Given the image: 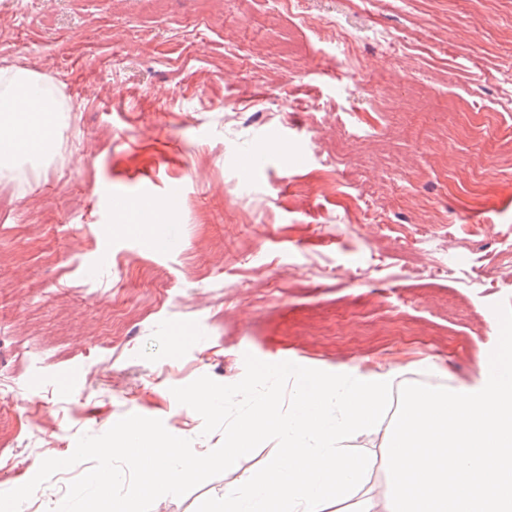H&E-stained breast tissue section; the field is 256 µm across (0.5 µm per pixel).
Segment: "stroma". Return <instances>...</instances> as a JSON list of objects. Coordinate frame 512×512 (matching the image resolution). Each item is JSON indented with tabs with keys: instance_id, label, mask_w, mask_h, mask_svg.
I'll list each match as a JSON object with an SVG mask.
<instances>
[{
	"instance_id": "stroma-1",
	"label": "stroma",
	"mask_w": 512,
	"mask_h": 512,
	"mask_svg": "<svg viewBox=\"0 0 512 512\" xmlns=\"http://www.w3.org/2000/svg\"><path fill=\"white\" fill-rule=\"evenodd\" d=\"M307 7L303 27L279 0H0V68L46 75L63 106L48 152L0 165V492L129 414L218 447L172 389L236 383L248 353L396 366L400 386L430 358L436 385L482 384L493 307L512 306V0ZM382 32L408 53L392 60ZM172 192L134 233L107 202ZM383 442L352 443L375 512ZM275 451L151 512H196ZM87 469L21 512H53Z\"/></svg>"
}]
</instances>
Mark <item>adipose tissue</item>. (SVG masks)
Returning <instances> with one entry per match:
<instances>
[{"mask_svg": "<svg viewBox=\"0 0 512 512\" xmlns=\"http://www.w3.org/2000/svg\"><path fill=\"white\" fill-rule=\"evenodd\" d=\"M58 109L48 78L22 67L0 68V135L15 141L16 155L43 152L48 129L40 117Z\"/></svg>", "mask_w": 512, "mask_h": 512, "instance_id": "ef3b65f1", "label": "adipose tissue"}]
</instances>
